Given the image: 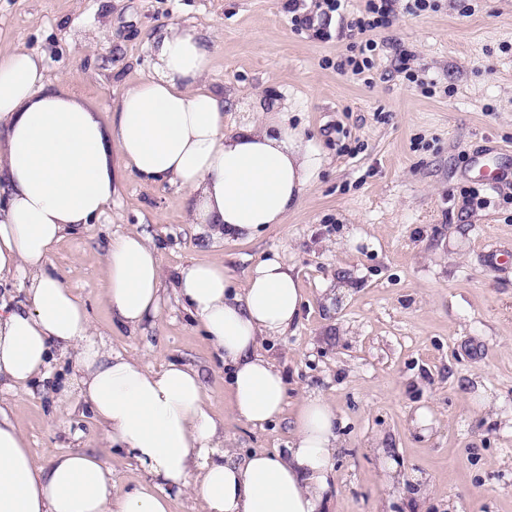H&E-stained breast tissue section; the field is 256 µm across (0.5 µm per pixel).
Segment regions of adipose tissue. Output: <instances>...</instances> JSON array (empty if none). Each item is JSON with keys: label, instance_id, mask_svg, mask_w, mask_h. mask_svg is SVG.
I'll use <instances>...</instances> for the list:
<instances>
[{"label": "adipose tissue", "instance_id": "ef3b65f1", "mask_svg": "<svg viewBox=\"0 0 512 512\" xmlns=\"http://www.w3.org/2000/svg\"><path fill=\"white\" fill-rule=\"evenodd\" d=\"M214 44L193 26L154 36L146 76L123 90L107 127L75 95L47 88L41 55L0 57V278L26 286L21 306L0 303V512H171L185 495L200 512H324L342 445L334 405L304 397L285 451L241 453L198 370L113 350L48 265L67 230L111 203L118 169L177 186L190 223L216 238H252L298 207L319 156L274 100L256 98L258 120L226 127L232 103L209 83ZM104 279L113 321L157 325L162 266L145 234L113 237ZM174 289L230 372V412L255 427L277 420L287 384L259 344L300 313L293 268L276 255L259 260L240 288L224 264L189 262ZM58 351L72 354L73 373L52 391L55 403L84 404L104 447L123 450L147 480L117 490L97 452L34 458L11 397L49 379Z\"/></svg>", "mask_w": 512, "mask_h": 512}]
</instances>
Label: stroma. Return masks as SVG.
I'll list each match as a JSON object with an SVG mask.
<instances>
[{"label":"stroma","instance_id":"stroma-1","mask_svg":"<svg viewBox=\"0 0 512 512\" xmlns=\"http://www.w3.org/2000/svg\"><path fill=\"white\" fill-rule=\"evenodd\" d=\"M402 15L377 41L369 75L337 71L348 37L296 23L288 0H0V54L45 56L48 87L63 86L110 124L123 89L145 76L152 35L176 24L216 34L209 79L254 119L278 100L323 168L285 223L250 241L215 240L188 221L182 190L121 172L106 212L67 233L50 268L78 293L113 350L153 366L197 367L216 412L224 367L177 303L179 266L224 262L237 284L276 254L293 267L301 312L259 350L288 387L282 420L255 427L225 415L240 452L284 449L302 397L342 412L328 512H512V0H436ZM442 86L429 96L395 71L396 49ZM497 150L496 184L473 166ZM478 191L483 204L465 203ZM144 232L163 269L162 320L114 323L101 297L113 236ZM496 402L477 405L482 396ZM32 455L98 450L91 413L56 410L39 384L16 399ZM396 460L389 483L380 455Z\"/></svg>","mask_w":512,"mask_h":512}]
</instances>
